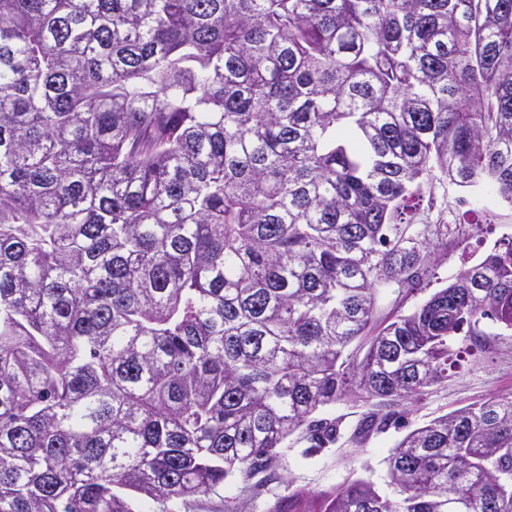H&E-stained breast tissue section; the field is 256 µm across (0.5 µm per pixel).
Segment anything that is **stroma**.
Listing matches in <instances>:
<instances>
[{
    "instance_id": "stroma-1",
    "label": "stroma",
    "mask_w": 512,
    "mask_h": 512,
    "mask_svg": "<svg viewBox=\"0 0 512 512\" xmlns=\"http://www.w3.org/2000/svg\"><path fill=\"white\" fill-rule=\"evenodd\" d=\"M466 192L455 185L442 183L435 188L436 206L428 214L430 221L444 220L459 224L460 235L449 242L447 250L437 252L432 276L426 289L404 295L397 285L381 289L376 300L377 318L393 312L409 313L426 301L437 289L450 284L465 262H473L488 252L494 243L512 237V205L499 197H485L478 205L476 223L460 224L464 211L460 198ZM489 334L485 353L476 361L463 365L448 378L447 384L435 387L418 404L407 406L406 426H417L434 417L469 403L494 395H512V332L496 335L495 325H487ZM342 418V439L305 455V442H291L286 456L274 467V479L257 497L247 496L241 481H233L205 496L176 503L173 512H224L228 499H235L240 512H272L276 502H284L288 512H325L327 497L336 487L371 467L377 484H384L388 451L404 435L406 427H390L386 432L359 441L352 436L360 410L353 403L341 402L330 410Z\"/></svg>"
}]
</instances>
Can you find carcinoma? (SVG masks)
Here are the masks:
<instances>
[{
    "label": "carcinoma",
    "instance_id": "cac0c4a2",
    "mask_svg": "<svg viewBox=\"0 0 512 512\" xmlns=\"http://www.w3.org/2000/svg\"><path fill=\"white\" fill-rule=\"evenodd\" d=\"M512 205V0H0V512L260 493L512 331V238L408 315L435 184ZM327 512H512V396Z\"/></svg>",
    "mask_w": 512,
    "mask_h": 512
}]
</instances>
